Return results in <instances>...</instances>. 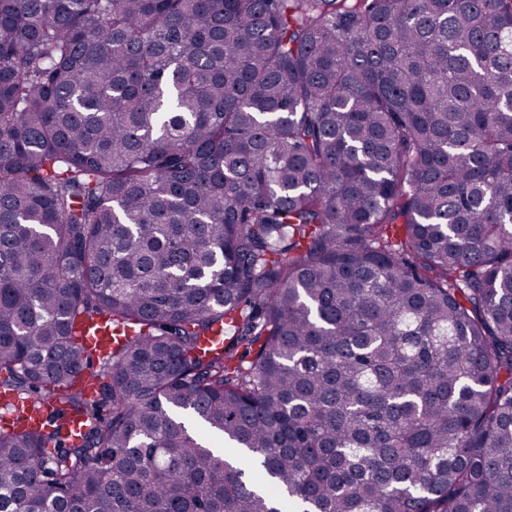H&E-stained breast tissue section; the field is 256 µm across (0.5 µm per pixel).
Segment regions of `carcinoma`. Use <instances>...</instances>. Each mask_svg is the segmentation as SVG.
Returning a JSON list of instances; mask_svg holds the SVG:
<instances>
[{"mask_svg": "<svg viewBox=\"0 0 512 512\" xmlns=\"http://www.w3.org/2000/svg\"><path fill=\"white\" fill-rule=\"evenodd\" d=\"M85 378L0 512H512V0H0V394Z\"/></svg>", "mask_w": 512, "mask_h": 512, "instance_id": "cac0c4a2", "label": "carcinoma"}]
</instances>
